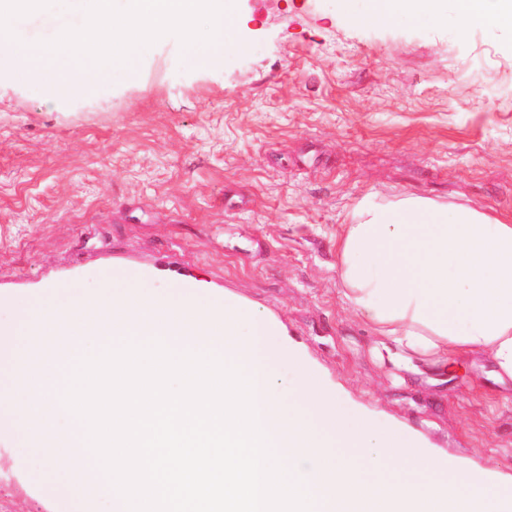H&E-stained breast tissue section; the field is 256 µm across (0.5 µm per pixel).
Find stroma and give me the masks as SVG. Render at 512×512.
Segmentation results:
<instances>
[{"instance_id": "stroma-1", "label": "stroma", "mask_w": 512, "mask_h": 512, "mask_svg": "<svg viewBox=\"0 0 512 512\" xmlns=\"http://www.w3.org/2000/svg\"><path fill=\"white\" fill-rule=\"evenodd\" d=\"M369 0H238L213 66L166 35L136 71L54 94L68 57L0 51V274L107 248L178 259L201 288L271 317L278 340L349 407L408 429L441 462L512 480V403L475 357L440 375L378 353L343 305L336 227L367 195L512 217V33L436 21L358 26ZM71 0L19 18L23 37L77 24ZM0 512H113L67 497L66 465L0 437Z\"/></svg>"}]
</instances>
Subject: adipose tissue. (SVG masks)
Listing matches in <instances>:
<instances>
[{
	"label": "adipose tissue",
	"mask_w": 512,
	"mask_h": 512,
	"mask_svg": "<svg viewBox=\"0 0 512 512\" xmlns=\"http://www.w3.org/2000/svg\"><path fill=\"white\" fill-rule=\"evenodd\" d=\"M459 35L512 31V0H370L354 23L385 27L445 10ZM340 298L397 362L449 369L478 356L512 387V220L415 195L367 197L336 235Z\"/></svg>",
	"instance_id": "1"
}]
</instances>
